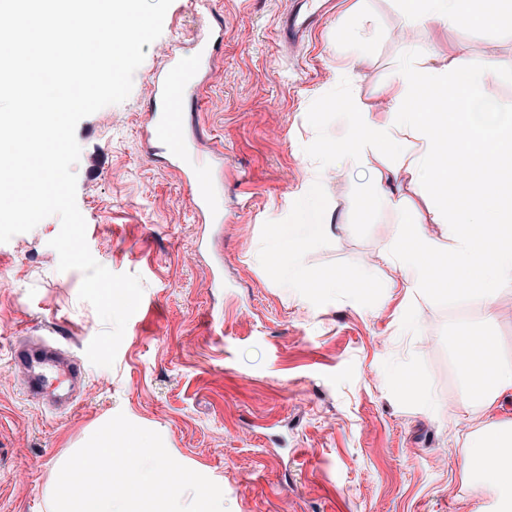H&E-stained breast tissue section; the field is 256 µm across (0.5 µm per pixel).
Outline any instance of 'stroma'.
Wrapping results in <instances>:
<instances>
[{
	"label": "stroma",
	"instance_id": "stroma-1",
	"mask_svg": "<svg viewBox=\"0 0 512 512\" xmlns=\"http://www.w3.org/2000/svg\"><path fill=\"white\" fill-rule=\"evenodd\" d=\"M286 4L212 0L223 45L196 122L199 149L224 153L223 228L199 221L179 173L146 153L142 135L152 74L209 23L193 0H173L129 97L77 125L89 250L143 283L113 367L86 359L103 324L79 298L82 272L58 269L49 242L59 217L0 243V512H49L60 459L119 413L216 482L228 512H493L494 475L479 490L464 476L472 412L460 401L454 348L483 323L512 361V284L490 304L399 288L389 246L426 216L434 190L394 210L359 193L388 160L360 169L335 150L348 112L386 107L408 47L424 63L446 50L480 70L482 102L512 115V27L444 29L410 17L405 0H338L312 37L288 47L276 28ZM316 173L335 229L297 246L307 277L287 287L270 268L267 238L293 223ZM354 273L364 287L321 286ZM22 336L59 341L81 360L73 406L24 394L9 363ZM397 365L408 388L393 377ZM419 390L435 396L433 408Z\"/></svg>",
	"mask_w": 512,
	"mask_h": 512
}]
</instances>
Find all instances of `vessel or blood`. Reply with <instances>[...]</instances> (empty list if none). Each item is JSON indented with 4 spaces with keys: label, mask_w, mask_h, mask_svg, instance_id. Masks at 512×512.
<instances>
[{
    "label": "vessel or blood",
    "mask_w": 512,
    "mask_h": 512,
    "mask_svg": "<svg viewBox=\"0 0 512 512\" xmlns=\"http://www.w3.org/2000/svg\"><path fill=\"white\" fill-rule=\"evenodd\" d=\"M316 12L314 0H292L288 11L278 17L281 40L287 44L303 42L313 28ZM221 42V31L215 27L209 34L195 38L192 53L173 52L167 56L150 81L154 109L144 132L147 143L162 144L171 165L180 169L191 187L193 210L212 224L224 221V206L216 200L218 187L214 179V169L223 163L224 154L216 152L208 162L188 169L183 168L182 160L197 135L195 112L200 91L212 71ZM10 363L25 374V387L33 396L50 378L73 383L83 377L80 363L67 359L65 350L58 346L16 344L10 350Z\"/></svg>",
    "instance_id": "obj_1"
}]
</instances>
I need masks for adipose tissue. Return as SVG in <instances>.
<instances>
[{"label":"adipose tissue","mask_w":512,"mask_h":512,"mask_svg":"<svg viewBox=\"0 0 512 512\" xmlns=\"http://www.w3.org/2000/svg\"><path fill=\"white\" fill-rule=\"evenodd\" d=\"M410 4L415 17L442 27L470 13L469 0ZM481 84V73L462 68L454 55L439 52L435 64L425 65L408 51L394 72L387 109L349 115L343 156L350 163L363 165L372 154L407 158L401 167L379 174L368 187L370 193L402 209L406 198L396 189L400 180L441 189L433 199L431 220L446 229L455 245L450 255H443L425 225H405L390 248L402 273L399 287L426 291L463 282L490 301L512 283V220L505 218L501 200L491 189L501 179L493 160L512 158V120L484 111ZM476 181L488 187L483 196L471 192ZM331 230L320 181L312 179L294 223L276 225L267 242L281 284L304 277L293 258L297 244ZM457 357L468 378L466 404L481 420L469 440L464 468L474 479L494 471L502 512H512V422L498 418L503 399L512 397V362L498 356L491 336L479 348L472 337H462Z\"/></svg>","instance_id":"adipose-tissue-1"}]
</instances>
